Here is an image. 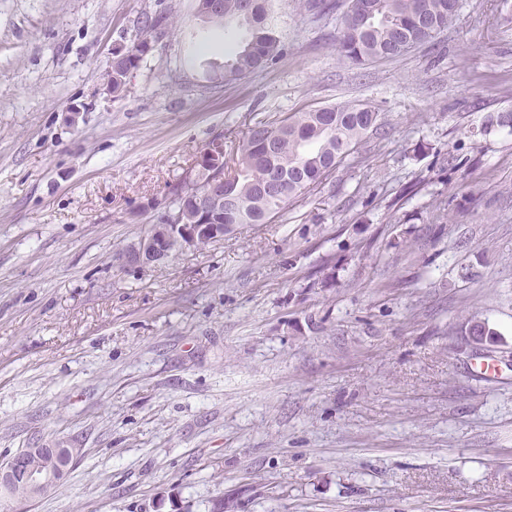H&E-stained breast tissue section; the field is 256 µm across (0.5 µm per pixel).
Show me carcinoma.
<instances>
[{"instance_id": "carcinoma-1", "label": "carcinoma", "mask_w": 512, "mask_h": 512, "mask_svg": "<svg viewBox=\"0 0 512 512\" xmlns=\"http://www.w3.org/2000/svg\"><path fill=\"white\" fill-rule=\"evenodd\" d=\"M200 27L190 34L186 62L202 70L214 84H231L255 70L281 59V32L274 18L273 0H194ZM456 0H348L336 39L337 59L352 65L392 60L407 54L400 38L409 34L414 47L431 45L448 30L457 16ZM167 18H148L136 31L132 44L112 59V94L126 91V77L152 50V34ZM243 32L237 47L224 60L204 59L201 44L218 32ZM383 125L382 112L368 104H329L285 117L259 121L230 148L220 136L206 148L214 156L194 167V178L173 185L169 224H196L197 211L189 198L208 193L211 223L224 225L233 235L241 224H271L288 207L304 197L366 142ZM281 182L276 197L261 193Z\"/></svg>"}]
</instances>
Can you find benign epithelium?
Here are the masks:
<instances>
[{"label":"benign epithelium","instance_id":"obj_1","mask_svg":"<svg viewBox=\"0 0 512 512\" xmlns=\"http://www.w3.org/2000/svg\"><path fill=\"white\" fill-rule=\"evenodd\" d=\"M177 231L183 249L192 248L203 235L224 237L220 224H156L153 232L142 238L123 255L129 267L162 261L168 253L170 229ZM77 448H25L0 465V497L21 510L27 504L48 495L69 473L77 460Z\"/></svg>","mask_w":512,"mask_h":512}]
</instances>
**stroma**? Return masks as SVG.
Instances as JSON below:
<instances>
[{
    "label": "stroma",
    "mask_w": 512,
    "mask_h": 512,
    "mask_svg": "<svg viewBox=\"0 0 512 512\" xmlns=\"http://www.w3.org/2000/svg\"><path fill=\"white\" fill-rule=\"evenodd\" d=\"M274 10L215 86L193 0H0V463L82 450L29 512H512V0L362 66L341 8ZM346 101L383 127L275 223L124 265L215 136ZM166 17L146 18L136 31L132 44L115 53L112 59V94L121 96L126 91V77L130 70L136 68L152 50V34L161 30Z\"/></svg>",
    "instance_id": "obj_1"
}]
</instances>
